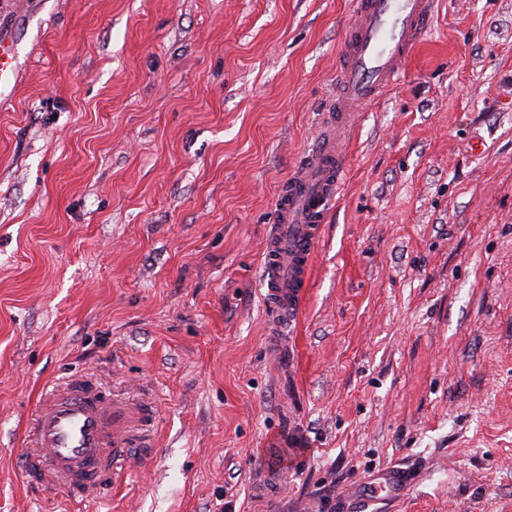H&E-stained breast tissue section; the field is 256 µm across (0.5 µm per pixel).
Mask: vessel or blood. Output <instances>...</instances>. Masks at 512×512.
<instances>
[{
    "mask_svg": "<svg viewBox=\"0 0 512 512\" xmlns=\"http://www.w3.org/2000/svg\"><path fill=\"white\" fill-rule=\"evenodd\" d=\"M437 0H354V19L340 50L336 94L314 145L302 153L275 196L261 260L268 346L284 350L283 334L305 301L321 226L334 207L347 164V140L364 108L404 72L422 43ZM15 47L0 36V101L16 91ZM145 414L97 381L75 373L42 393L35 409L37 450L24 476L63 481L82 502L102 483L117 484L133 448L131 432Z\"/></svg>",
    "mask_w": 512,
    "mask_h": 512,
    "instance_id": "1",
    "label": "vessel or blood"
}]
</instances>
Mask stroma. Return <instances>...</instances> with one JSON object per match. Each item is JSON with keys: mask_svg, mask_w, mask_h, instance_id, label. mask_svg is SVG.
<instances>
[{"mask_svg": "<svg viewBox=\"0 0 512 512\" xmlns=\"http://www.w3.org/2000/svg\"><path fill=\"white\" fill-rule=\"evenodd\" d=\"M353 0H0V512L41 391L150 399L82 512H512V0H439L350 134L292 361L268 349L272 202L335 84ZM18 60L13 42L0 35V101H7L15 95Z\"/></svg>", "mask_w": 512, "mask_h": 512, "instance_id": "stroma-1", "label": "stroma"}]
</instances>
